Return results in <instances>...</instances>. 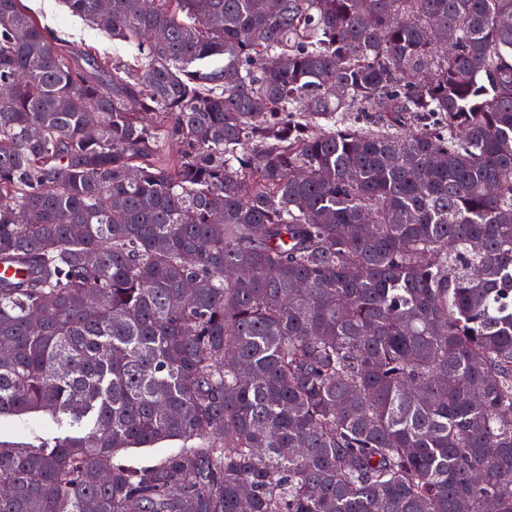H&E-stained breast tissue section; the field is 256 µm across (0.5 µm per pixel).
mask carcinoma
I'll use <instances>...</instances> for the list:
<instances>
[{"label": "carcinoma", "instance_id": "cac0c4a2", "mask_svg": "<svg viewBox=\"0 0 512 512\" xmlns=\"http://www.w3.org/2000/svg\"><path fill=\"white\" fill-rule=\"evenodd\" d=\"M62 3L138 66L0 0V512H512V0ZM56 429L48 414L3 416L0 418V440L19 444L35 443ZM181 447L182 443L179 441H168L151 448H125L118 453V459L135 467L153 465L178 452Z\"/></svg>", "mask_w": 512, "mask_h": 512}]
</instances>
